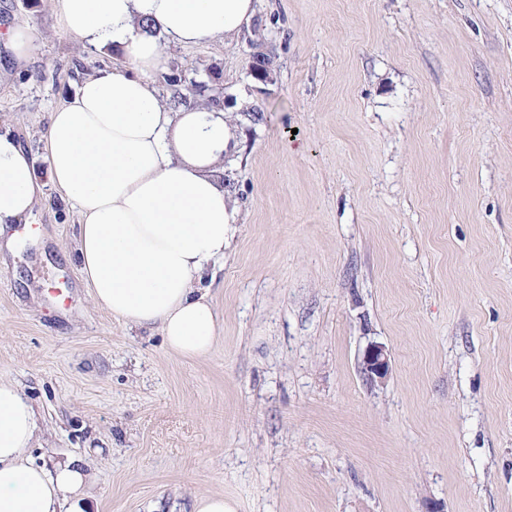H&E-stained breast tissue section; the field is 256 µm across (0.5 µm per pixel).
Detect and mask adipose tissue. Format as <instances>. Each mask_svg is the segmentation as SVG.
<instances>
[{
	"mask_svg": "<svg viewBox=\"0 0 512 512\" xmlns=\"http://www.w3.org/2000/svg\"><path fill=\"white\" fill-rule=\"evenodd\" d=\"M54 12L90 50L122 55L53 112L45 145L48 181L80 215L77 252L92 299L125 326L159 330L172 352L204 356L217 313L197 283L223 257L234 222L222 174L237 142L224 107L167 108L153 77L161 41L240 34L255 2L54 0ZM146 20L155 33L143 31ZM44 184L22 144L0 132V235L27 220ZM36 430L20 386L0 378V512H88L75 460L50 468L28 456Z\"/></svg>",
	"mask_w": 512,
	"mask_h": 512,
	"instance_id": "1",
	"label": "adipose tissue"
}]
</instances>
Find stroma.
<instances>
[{"mask_svg": "<svg viewBox=\"0 0 512 512\" xmlns=\"http://www.w3.org/2000/svg\"><path fill=\"white\" fill-rule=\"evenodd\" d=\"M255 5L253 31L161 45L186 77L218 72L238 135L209 354L93 302L53 184L10 227L0 377L36 411L32 460L81 461L90 512H512V0ZM15 23L35 39L22 67L0 40V131L42 174L52 112L117 55L52 0H0ZM358 370L363 380L371 388L384 385L390 373L389 355L386 348L373 343L368 345L358 364ZM192 512H235V508L224 501V495L210 494L196 497Z\"/></svg>", "mask_w": 512, "mask_h": 512, "instance_id": "obj_1", "label": "stroma"}]
</instances>
